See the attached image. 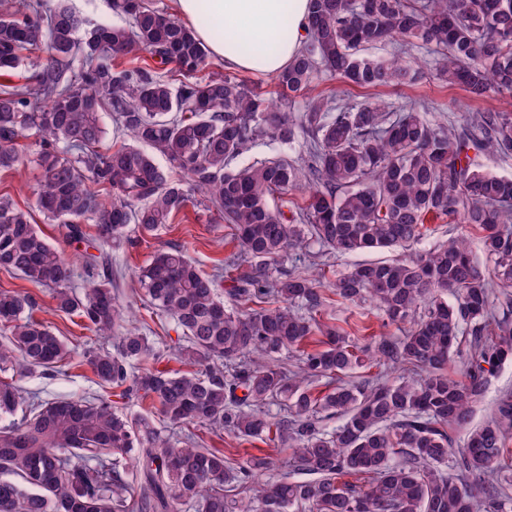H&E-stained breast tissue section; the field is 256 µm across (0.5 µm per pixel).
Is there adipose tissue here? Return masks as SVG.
I'll use <instances>...</instances> for the list:
<instances>
[{
  "label": "adipose tissue",
  "instance_id": "ef3b65f1",
  "mask_svg": "<svg viewBox=\"0 0 512 512\" xmlns=\"http://www.w3.org/2000/svg\"><path fill=\"white\" fill-rule=\"evenodd\" d=\"M178 14L211 54L242 72L272 75L297 54L309 0H177ZM288 37H277L280 25Z\"/></svg>",
  "mask_w": 512,
  "mask_h": 512
}]
</instances>
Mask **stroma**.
<instances>
[{
	"label": "stroma",
	"instance_id": "obj_1",
	"mask_svg": "<svg viewBox=\"0 0 512 512\" xmlns=\"http://www.w3.org/2000/svg\"><path fill=\"white\" fill-rule=\"evenodd\" d=\"M411 54L427 72L426 78L419 80L415 85L391 86L372 91L347 87L336 81L324 79L317 82L311 92L317 95L333 90L339 99L353 104L373 97L386 100L396 108L414 103L427 107L430 119L450 124L460 122L463 114L472 110L473 104L463 90L436 80L434 75H431L435 47L421 45L412 48ZM33 158L32 150H25L18 171L0 173V194L9 193L21 208L32 210L36 229L72 262V287L82 289L85 273L78 256L82 253L83 247L63 239L57 224L37 211L39 171ZM227 233L221 214L216 209L206 207L205 203L196 197L172 223L145 235L140 234L137 228H130V243L110 251L112 272L117 279L115 293L124 305L130 307L134 325L149 326L155 335L156 348L164 355L160 362L163 369L173 373H185V365L175 357L176 349L183 344L182 331L172 319L151 313L148 301L137 283L135 272L138 267L149 263L159 250L175 243L184 248L200 270L208 274L213 273L216 265L223 262L230 252L229 247L224 244ZM375 258V253L369 251L336 257L317 253L313 248H303L291 251L284 262L271 267L270 273L275 276L291 268L306 271L316 263L334 270H342L352 264L372 261ZM0 290L31 295L38 304L36 317L49 323L57 335L68 338L76 347L72 364L66 373L51 375L38 370L33 371L19 379L24 391L38 392L46 398H79L98 394L100 388L97 379L84 358L87 349L98 345V337L86 329L78 317L57 312L48 289L36 286L21 276H10L0 272ZM328 313L337 327L348 332L365 325L368 326L370 334L376 336L383 333L395 336L399 333L397 327L383 326L380 315L365 305L334 302L330 304ZM506 393L512 395V359L500 364L489 375L485 390L474 406L472 425L484 423L492 413L497 400ZM194 431L203 437L207 445L216 448H233L242 454L247 452L258 456L270 455L274 465L269 474L273 477L285 472L286 462L291 456L289 448L273 449L259 440L240 443L228 435L212 433L200 425L195 426Z\"/></svg>",
	"mask_w": 512,
	"mask_h": 512
}]
</instances>
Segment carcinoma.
Wrapping results in <instances>:
<instances>
[{
  "label": "carcinoma",
  "mask_w": 512,
  "mask_h": 512,
  "mask_svg": "<svg viewBox=\"0 0 512 512\" xmlns=\"http://www.w3.org/2000/svg\"><path fill=\"white\" fill-rule=\"evenodd\" d=\"M310 8L302 50L274 76L288 100L321 72L360 88L417 82V61L362 54L396 39L435 46V76L470 100L512 99V0H310ZM113 10L128 23L90 22L67 0H0V74L33 67L24 82L0 84V172L17 169L21 141L34 140L37 208L65 239L96 250L82 254L89 286L78 293L30 213L0 194V272L50 289L56 311L109 336L124 307L104 246L127 241L130 225L152 233L198 193L224 215L234 252L204 275L170 246L139 273L148 302L183 331L178 359L197 370H134L161 358L136 331L85 351L100 383L122 399L150 400L170 434L104 395H22L13 374L59 373L72 349L29 313L33 299L0 291V417L21 413L0 427V512H512L503 486L512 397L458 453L451 435L468 423L488 375L512 358V178L469 156L473 148L512 157V112L477 109L455 129L413 104L394 112L378 99L340 104L330 92L292 116L234 76L197 78L206 46L150 0H113ZM103 113L126 136L107 151ZM301 135L309 143L298 161L233 165L259 139L293 144ZM302 190V203L288 199ZM437 222L477 232L493 275L463 238L410 251ZM300 246L404 254L270 276ZM221 280L230 306L217 293ZM331 294L372 304L404 334L340 330L324 318ZM464 335L469 357L455 379L448 369ZM314 339L319 348L307 349ZM284 352L298 356V370L271 363ZM374 366L392 377L346 380ZM278 400L272 417L265 406ZM333 419L340 423L326 427ZM197 423L288 446L298 477L255 481L268 458L205 448L187 429ZM227 484L247 496L228 497Z\"/></svg>",
  "instance_id": "carcinoma-1"
}]
</instances>
